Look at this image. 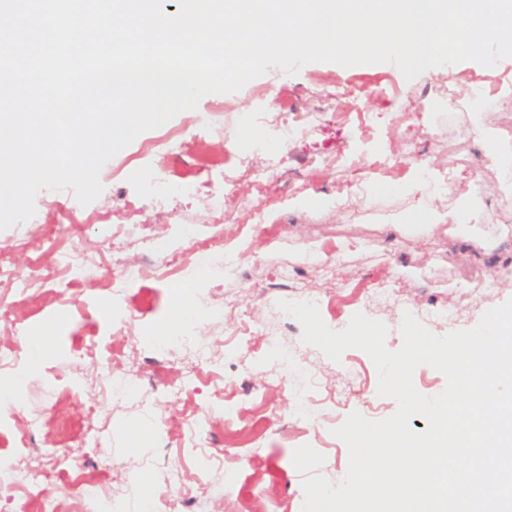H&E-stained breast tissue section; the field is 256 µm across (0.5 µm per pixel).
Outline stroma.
<instances>
[{
  "instance_id": "stroma-1",
  "label": "stroma",
  "mask_w": 512,
  "mask_h": 512,
  "mask_svg": "<svg viewBox=\"0 0 512 512\" xmlns=\"http://www.w3.org/2000/svg\"><path fill=\"white\" fill-rule=\"evenodd\" d=\"M464 84L483 88L488 126L512 151V64L464 61L409 82L388 64L311 63L293 75L269 69L141 133L104 165L88 205L41 192L31 219L0 231V267L12 274L0 285V354L10 360L0 375L22 377L24 389L21 406L0 410V458L42 476H16L0 512L61 495L108 512L113 501L131 505L145 476L159 489L151 512L189 495L199 512H302L292 457L305 444L324 457L319 474L340 482L349 454L334 428L354 412L387 418L396 405L379 396L364 351L333 362L275 305L313 294L329 328L361 312L386 324L396 350L404 312L444 336L512 298V247L502 245L512 193L487 164L472 109L448 103ZM299 120L269 153L280 126ZM424 164L450 187L446 198L424 195V208L478 201L468 241L407 214L403 191ZM161 176L183 191L155 195ZM201 263L206 319L161 342L173 291ZM113 307L134 315L132 327L113 322ZM43 335L52 354L35 366L30 343ZM122 379L134 390L106 398L104 386ZM303 390L301 409L293 396ZM159 413L163 424L133 445L131 429ZM199 453L212 462L201 481Z\"/></svg>"
}]
</instances>
